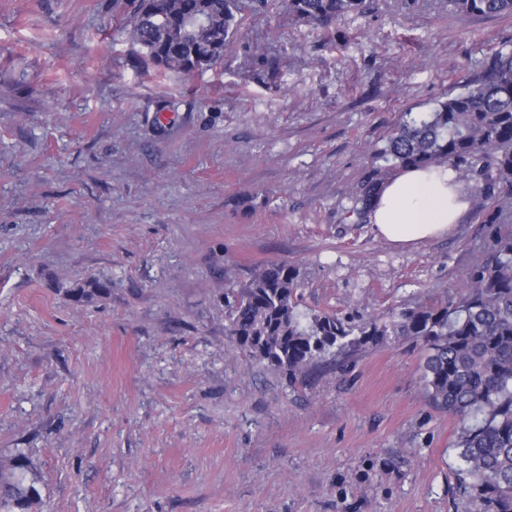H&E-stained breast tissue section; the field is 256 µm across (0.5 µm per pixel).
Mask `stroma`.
<instances>
[{
    "mask_svg": "<svg viewBox=\"0 0 512 512\" xmlns=\"http://www.w3.org/2000/svg\"><path fill=\"white\" fill-rule=\"evenodd\" d=\"M130 10L0 0V457L33 458L39 512H462L419 347L291 383L230 346L223 297L272 263L308 315L456 297L477 209L405 246L347 210L399 113L456 94L512 18L377 0L327 40L272 11L185 76Z\"/></svg>",
    "mask_w": 512,
    "mask_h": 512,
    "instance_id": "stroma-1",
    "label": "stroma"
}]
</instances>
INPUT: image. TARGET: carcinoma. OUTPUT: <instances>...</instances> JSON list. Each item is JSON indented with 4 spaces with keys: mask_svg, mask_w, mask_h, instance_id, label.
Returning a JSON list of instances; mask_svg holds the SVG:
<instances>
[{
    "mask_svg": "<svg viewBox=\"0 0 512 512\" xmlns=\"http://www.w3.org/2000/svg\"><path fill=\"white\" fill-rule=\"evenodd\" d=\"M372 0H133V42L156 67L191 75L216 64L249 16L276 10L330 33L366 14ZM454 12L512 17V0H448ZM348 213L363 222L378 188L409 167L446 166L470 188L482 223L493 226L486 258L467 270L459 296L439 306L370 316L335 313L302 320L299 271L264 267L232 298V346L294 378L330 357L340 366L389 338L423 349L421 379L434 409L459 423L458 470L464 512H512V46L485 56L478 75L429 112H404L367 153ZM38 478L22 450L0 460V512H33Z\"/></svg>",
    "mask_w": 512,
    "mask_h": 512,
    "instance_id": "1",
    "label": "carcinoma"
}]
</instances>
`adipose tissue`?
Returning <instances> with one entry per match:
<instances>
[{
  "instance_id": "obj_1",
  "label": "adipose tissue",
  "mask_w": 512,
  "mask_h": 512,
  "mask_svg": "<svg viewBox=\"0 0 512 512\" xmlns=\"http://www.w3.org/2000/svg\"><path fill=\"white\" fill-rule=\"evenodd\" d=\"M469 206L465 184L448 168L406 169L383 185L370 220L384 240L408 244L447 236Z\"/></svg>"
}]
</instances>
